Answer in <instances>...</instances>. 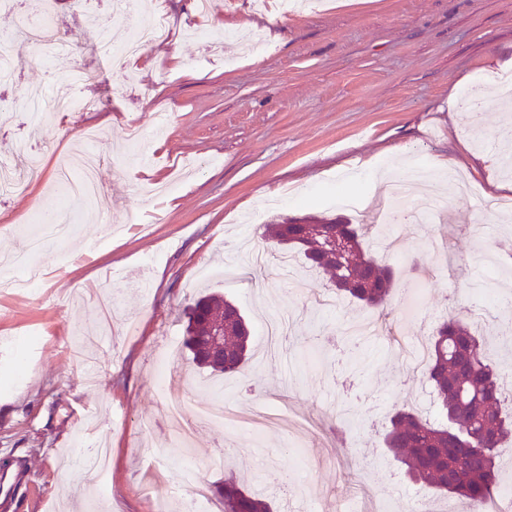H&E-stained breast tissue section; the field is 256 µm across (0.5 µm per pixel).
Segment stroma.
I'll return each instance as SVG.
<instances>
[{"label":"stroma","mask_w":512,"mask_h":512,"mask_svg":"<svg viewBox=\"0 0 512 512\" xmlns=\"http://www.w3.org/2000/svg\"><path fill=\"white\" fill-rule=\"evenodd\" d=\"M54 20L71 45L44 61L13 49L16 74L0 83V162L23 151L44 157L41 180L0 196V256L20 249L31 231L21 219L56 211L71 228L48 240L46 268L32 295L0 288V463L25 462L29 480L18 508L0 512H182L163 491L185 484L188 462L207 484L224 478L205 468L223 452L237 476L273 498L279 512H336L353 493L346 457L355 458L386 512L422 489L408 481L384 445L395 409L429 408L413 375L399 374L401 333L430 336L444 314L467 317L476 303L498 306L512 277L481 263L512 241V210L487 214L486 201L512 199V174L497 165L512 142V107L492 93L475 112H452L486 68L512 62V0H358L283 16L278 0L253 14L251 0H210L211 16L193 26L194 0H165L169 42L113 72L98 49L153 22L151 0L137 14L118 0H55ZM93 112L33 117L28 93H51L75 70ZM140 124L148 153L125 148L122 134ZM97 130L104 161L100 200L63 204L56 158L79 156L82 132ZM411 162L458 160L469 183L448 196L444 217L397 227L400 287L417 281V323L392 302L387 313L338 298L325 312L322 276L293 269L297 289L282 286L276 259L251 278L220 269L269 251L265 224L307 216L350 218L336 196L372 190L368 168H385L393 150ZM127 219L108 236L107 218ZM234 299L252 328L253 356L240 373L210 375L184 346V311L199 294ZM292 316L280 355L262 339L272 316ZM380 318L383 334L360 338L352 324ZM172 351L193 396L231 407L268 409L271 394L288 406L259 438L228 428H198L189 447L171 440L167 397L157 367ZM111 448L107 494L83 478L78 436Z\"/></svg>","instance_id":"35a3bbf8"}]
</instances>
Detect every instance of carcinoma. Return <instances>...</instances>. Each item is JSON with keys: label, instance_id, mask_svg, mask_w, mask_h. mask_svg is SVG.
I'll return each mask as SVG.
<instances>
[{"label": "carcinoma", "instance_id": "1", "mask_svg": "<svg viewBox=\"0 0 512 512\" xmlns=\"http://www.w3.org/2000/svg\"><path fill=\"white\" fill-rule=\"evenodd\" d=\"M347 242L335 259L319 248L322 238ZM264 239L302 257L305 267L323 274L328 287L362 306L384 308L398 288L392 264L372 251L358 224L310 218L305 224L265 225ZM224 320V355L200 357V342L210 324ZM185 347L192 361L214 375L244 369L249 355L248 323L236 304L218 294L197 298L188 307ZM423 381L432 389L444 424H434L414 410L393 413L385 432L386 447L406 466L410 479L431 496H455L480 512L497 490V450L512 436V411L505 408L495 366L468 321L444 318L428 339ZM224 512H273L274 504L254 494L234 474L216 486Z\"/></svg>", "mask_w": 512, "mask_h": 512}]
</instances>
